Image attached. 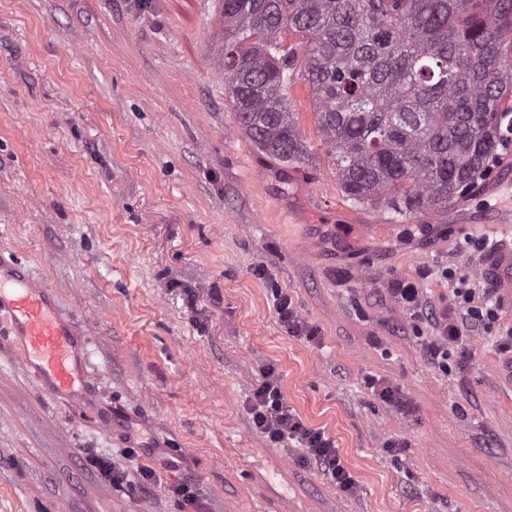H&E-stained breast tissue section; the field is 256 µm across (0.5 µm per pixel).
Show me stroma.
<instances>
[{"label":"stroma","instance_id":"1","mask_svg":"<svg viewBox=\"0 0 512 512\" xmlns=\"http://www.w3.org/2000/svg\"><path fill=\"white\" fill-rule=\"evenodd\" d=\"M218 19L217 0H0V257L74 318L90 380L82 410L42 395L0 337V512H512L502 355L478 330L466 367L452 354L434 368L432 324L388 293L414 281L442 309L446 267L483 287L481 255L461 245L504 240L479 217L512 212V146L447 214L386 222L323 161L308 85L289 93L307 164L276 165L240 132ZM280 293L315 341L282 327ZM270 366L354 491L256 430ZM382 382L408 410L379 398ZM181 481L197 505L172 493Z\"/></svg>","mask_w":512,"mask_h":512}]
</instances>
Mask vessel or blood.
<instances>
[{
  "instance_id": "b4317fda",
  "label": "vessel or blood",
  "mask_w": 512,
  "mask_h": 512,
  "mask_svg": "<svg viewBox=\"0 0 512 512\" xmlns=\"http://www.w3.org/2000/svg\"><path fill=\"white\" fill-rule=\"evenodd\" d=\"M486 266L497 274L496 287L512 299V246L493 248ZM0 323L42 392L70 398L85 392L88 374L80 329L58 312L52 293L15 263L0 262Z\"/></svg>"
}]
</instances>
